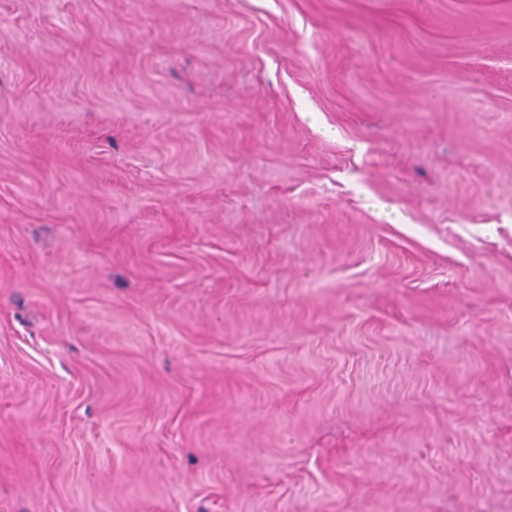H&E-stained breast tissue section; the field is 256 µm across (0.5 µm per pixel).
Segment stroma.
<instances>
[{
  "label": "stroma",
  "mask_w": 512,
  "mask_h": 512,
  "mask_svg": "<svg viewBox=\"0 0 512 512\" xmlns=\"http://www.w3.org/2000/svg\"><path fill=\"white\" fill-rule=\"evenodd\" d=\"M0 512H512V0H0Z\"/></svg>",
  "instance_id": "35a3bbf8"
}]
</instances>
